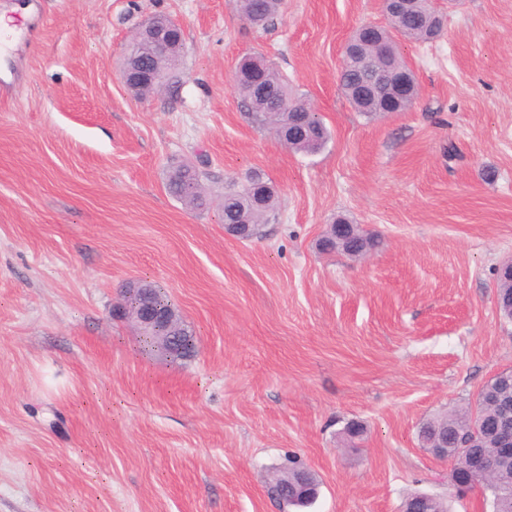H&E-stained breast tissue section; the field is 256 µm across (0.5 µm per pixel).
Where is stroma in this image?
<instances>
[{
  "label": "stroma",
  "mask_w": 512,
  "mask_h": 512,
  "mask_svg": "<svg viewBox=\"0 0 512 512\" xmlns=\"http://www.w3.org/2000/svg\"><path fill=\"white\" fill-rule=\"evenodd\" d=\"M24 6L0 82V512H282L290 456L320 482L305 512H400L458 497L427 420L512 369L497 308L512 257V0H436L443 34L398 39L418 98L366 118L343 46L380 0H284L258 30L231 0H0ZM183 30L179 81L138 99L121 73L150 16ZM259 54L331 132L307 155L249 115L235 69ZM205 173L206 208L165 188ZM491 168L494 181L482 172ZM277 190L257 237L224 233L228 182ZM343 215L378 235L318 242ZM193 330L189 361L138 351L114 305L133 279ZM351 422L364 432L342 436ZM333 224H339L337 230L342 233H349L346 244L338 245L343 249V253L355 255L361 250H373L377 240L372 235L363 232L358 226H353L352 222L346 217L339 216Z\"/></svg>",
  "instance_id": "35a3bbf8"
}]
</instances>
